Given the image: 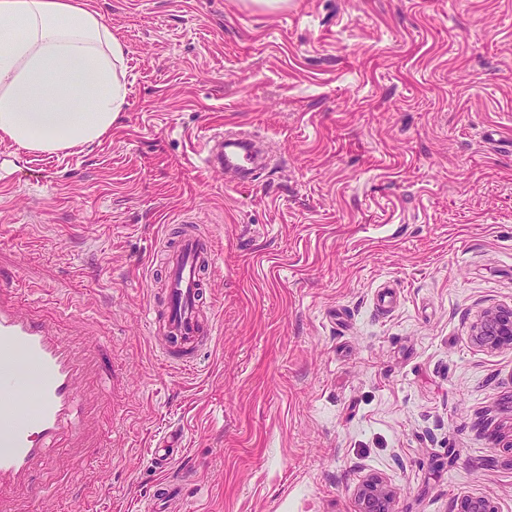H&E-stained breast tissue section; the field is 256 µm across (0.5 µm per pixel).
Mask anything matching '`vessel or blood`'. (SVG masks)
I'll list each match as a JSON object with an SVG mask.
<instances>
[{
    "label": "vessel or blood",
    "instance_id": "1",
    "mask_svg": "<svg viewBox=\"0 0 512 512\" xmlns=\"http://www.w3.org/2000/svg\"><path fill=\"white\" fill-rule=\"evenodd\" d=\"M203 162L253 181L261 172L255 140L242 131L213 132ZM213 257L211 239L187 230L166 259L167 285L153 326L165 339L164 358L185 368L196 366L214 333L203 313L202 283ZM13 295L0 282V512H16L17 502L43 496L33 478L48 468L54 450L84 456L99 447L82 401L89 395L111 400L119 381L98 337L62 336L49 317L19 313Z\"/></svg>",
    "mask_w": 512,
    "mask_h": 512
}]
</instances>
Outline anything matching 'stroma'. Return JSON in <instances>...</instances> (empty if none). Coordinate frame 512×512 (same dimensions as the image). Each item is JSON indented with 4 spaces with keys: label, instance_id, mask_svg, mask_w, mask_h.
<instances>
[{
    "label": "stroma",
    "instance_id": "stroma-1",
    "mask_svg": "<svg viewBox=\"0 0 512 512\" xmlns=\"http://www.w3.org/2000/svg\"><path fill=\"white\" fill-rule=\"evenodd\" d=\"M126 47V105L101 142H0V279L21 310L112 339V455L59 449L40 512H355L369 473L396 512L483 496L512 512V0H93ZM273 161L238 186L211 129ZM216 245L214 334L166 362L150 319L185 224ZM391 285L395 301L375 296ZM472 328V336L480 346L490 349L512 346V308L487 309Z\"/></svg>",
    "mask_w": 512,
    "mask_h": 512
}]
</instances>
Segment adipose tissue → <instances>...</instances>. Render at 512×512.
I'll return each instance as SVG.
<instances>
[{
	"instance_id": "ef3b65f1",
	"label": "adipose tissue",
	"mask_w": 512,
	"mask_h": 512,
	"mask_svg": "<svg viewBox=\"0 0 512 512\" xmlns=\"http://www.w3.org/2000/svg\"><path fill=\"white\" fill-rule=\"evenodd\" d=\"M0 142L59 152L101 141L126 101L125 47L91 0H0Z\"/></svg>"
}]
</instances>
